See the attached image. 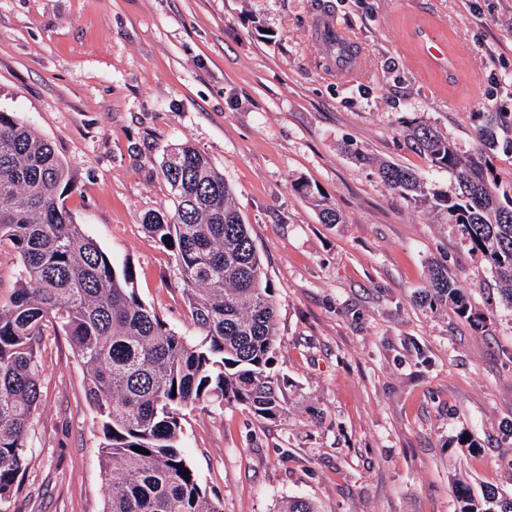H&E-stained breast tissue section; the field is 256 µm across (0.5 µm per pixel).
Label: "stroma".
Returning a JSON list of instances; mask_svg holds the SVG:
<instances>
[{
  "label": "stroma",
  "instance_id": "obj_1",
  "mask_svg": "<svg viewBox=\"0 0 512 512\" xmlns=\"http://www.w3.org/2000/svg\"><path fill=\"white\" fill-rule=\"evenodd\" d=\"M412 17L440 24L458 84L404 61ZM327 19L353 37L361 76L337 81L316 30ZM0 112L53 144L75 178L76 223L188 336L172 260L141 218L168 202L156 170L175 144L232 188L274 287L288 413L186 414L185 453L224 512H277L291 497L320 512H457L460 479L512 494V306L449 225L354 158L447 186L403 130L427 124L467 154L476 113H512V0H0ZM298 182L341 223H322ZM437 264L486 327L416 304ZM43 359L16 508L103 512L83 368L62 336ZM463 432L478 452L457 446ZM295 189L302 193L304 197L311 200L316 207L319 208V212L322 217V221L325 224H338L341 222V217L339 213L336 211L334 207L328 202L321 194V192L317 189L315 192L309 185L307 184H296Z\"/></svg>",
  "mask_w": 512,
  "mask_h": 512
}]
</instances>
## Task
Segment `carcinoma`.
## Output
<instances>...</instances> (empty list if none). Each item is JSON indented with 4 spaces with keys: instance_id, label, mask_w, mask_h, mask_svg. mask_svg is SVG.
Listing matches in <instances>:
<instances>
[{
    "instance_id": "carcinoma-1",
    "label": "carcinoma",
    "mask_w": 512,
    "mask_h": 512,
    "mask_svg": "<svg viewBox=\"0 0 512 512\" xmlns=\"http://www.w3.org/2000/svg\"><path fill=\"white\" fill-rule=\"evenodd\" d=\"M332 57L351 54L333 34ZM481 147L466 157L436 129L409 123L412 147L451 175L442 190L394 163L377 175L410 203L445 219L469 250L487 263L512 304V181L492 157L512 154V127L502 112H479ZM170 206L143 224L173 259L183 285L194 339L173 330L138 298L130 267L116 269L65 206L74 188L67 162L53 145L8 112H0V249L18 259L19 287L0 299V512L22 491L30 463V430L41 406L42 353L47 336H64L86 373L85 395L100 434L99 458L109 486L103 512H224L201 486L181 450L185 411L235 402L264 420H278L288 401L273 367L278 340L274 288L262 271L247 224L224 174L189 144L159 162ZM295 189L319 208L322 221L341 217L319 191ZM419 302L472 312L448 269L432 268ZM142 447L149 454L133 451ZM459 512H512V495L493 488L475 497L461 485ZM278 512H320L296 497Z\"/></svg>"
}]
</instances>
